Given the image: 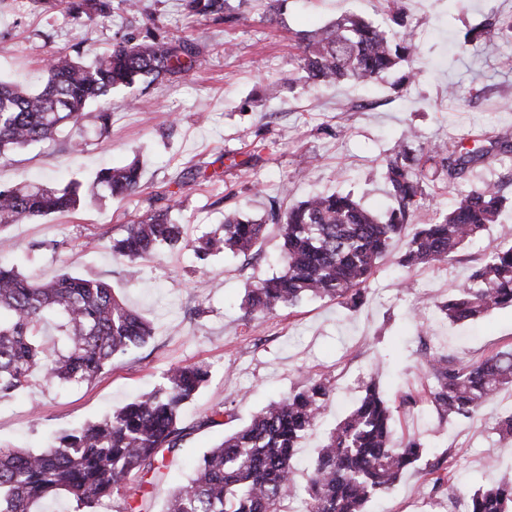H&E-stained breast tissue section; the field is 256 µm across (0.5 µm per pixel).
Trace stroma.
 Here are the masks:
<instances>
[{
	"instance_id": "35a3bbf8",
	"label": "stroma",
	"mask_w": 512,
	"mask_h": 512,
	"mask_svg": "<svg viewBox=\"0 0 512 512\" xmlns=\"http://www.w3.org/2000/svg\"><path fill=\"white\" fill-rule=\"evenodd\" d=\"M152 25L113 9L108 17L73 20L60 6L39 0H0V79L35 85L53 52L90 56L117 36H178L195 41L201 56L186 76L139 82L113 91L89 107L82 125L54 141L0 160V186L27 179L52 187L89 180L106 164L139 160L143 190L127 198H104L94 207L13 224L1 231L14 247L0 261L26 276L48 281L68 271L109 282L152 326V337L131 349L91 382L62 387L34 377L27 391L0 400V448L37 451L73 427L97 421L140 392L159 384L177 364L202 363L210 377L181 424L182 467L168 471L154 492L163 505L182 484L186 464L247 422L263 405L325 374L336 382L318 427L296 455L297 484L326 438L352 409L368 381L390 403L417 387L426 353L478 359L512 344V307L455 324L441 303L468 280L483 255L512 239V0H403L404 22L417 34V56L369 85L346 80L333 87L298 82L296 34L345 13L388 23L392 0H288L279 22L263 19L260 0H242L232 23L187 15L179 0H145ZM493 29L470 44L467 33L484 23ZM460 99L449 100V84ZM149 100L148 110L130 107ZM111 115L106 138L95 129L99 112ZM418 140L411 151L443 144L499 141L507 153L470 164L457 183L427 170L431 194L412 217L429 223L448 210L459 192L498 187L506 197L498 222L451 262L399 266L404 239H394L364 303L349 311L330 300L307 299L264 319L244 317L249 288L280 271L282 238L268 223L272 205L288 207L316 193L351 194L378 217L394 207L385 160L405 128ZM250 161L248 176L237 164ZM195 169V185L168 198L183 173ZM266 221L263 239L246 257L220 254L197 260L194 242L219 229L230 210ZM168 211L183 225L184 240L147 261L113 258L108 243L127 224ZM233 419L205 425L216 408ZM512 412V389L502 391L472 418L440 421L426 406L396 415L395 436H419L429 459L451 457L464 494L512 476V439L500 437L497 421ZM425 477L407 472L375 499L369 512H448L447 489L424 495Z\"/></svg>"
}]
</instances>
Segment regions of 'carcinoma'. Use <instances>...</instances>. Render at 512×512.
Instances as JSON below:
<instances>
[{
    "label": "carcinoma",
    "mask_w": 512,
    "mask_h": 512,
    "mask_svg": "<svg viewBox=\"0 0 512 512\" xmlns=\"http://www.w3.org/2000/svg\"><path fill=\"white\" fill-rule=\"evenodd\" d=\"M75 20L106 17L111 0H64ZM227 0H182L190 14L232 22ZM416 47L413 35L394 39L380 24L345 15L301 38V80L332 85L370 82L403 62ZM199 47L185 38L123 36L88 60L52 55L47 79L37 90L0 81V159L10 151L50 141L77 127L86 108L116 88L140 79L161 81L186 75L197 65ZM481 147L448 151L434 145L412 155L401 143L385 161L395 207L381 220L349 194L322 193L274 211L283 239L280 271L248 290L246 315L265 317L304 299L339 300L350 309L363 303L368 284L390 241L410 223L428 193L423 171L430 165L462 177L467 165L485 158ZM142 191L139 162L105 167L82 185L51 188L37 183L0 187V228L36 217L64 214L107 193L127 198ZM504 197L494 187L462 192L456 204L431 224L417 228L400 263H444L466 243L497 223ZM265 222L238 211L224 215L220 232L199 239L193 250L205 259L221 253L248 254L264 235ZM180 227L168 213H153L112 240L114 258L135 263L176 246ZM440 310L453 323L474 322L512 306V245L484 256L471 276ZM51 325L54 335H45ZM150 324L129 309L112 286L96 278L63 272L40 283L0 263V399L24 391L35 373L48 383L91 381L128 350L148 342ZM425 388L400 397L398 407L429 405L442 419L471 418L503 389L512 386V347L476 361L426 356ZM203 364L176 366L163 381L103 419L74 428L39 451L0 448V512H38L49 498L64 497L74 512H101L122 493L115 512H154L153 489L180 459L185 405L208 380ZM321 375L287 397L259 410L238 430L207 449L187 483L161 512H290L295 488L294 452L312 430L333 395ZM394 407L371 382L358 405L318 449L304 488L306 512H366L367 504L389 491L405 471L425 463L424 488L451 486L447 459L425 460L422 440L393 436ZM466 512H512V481L479 487L463 495Z\"/></svg>",
    "instance_id": "carcinoma-1"
}]
</instances>
